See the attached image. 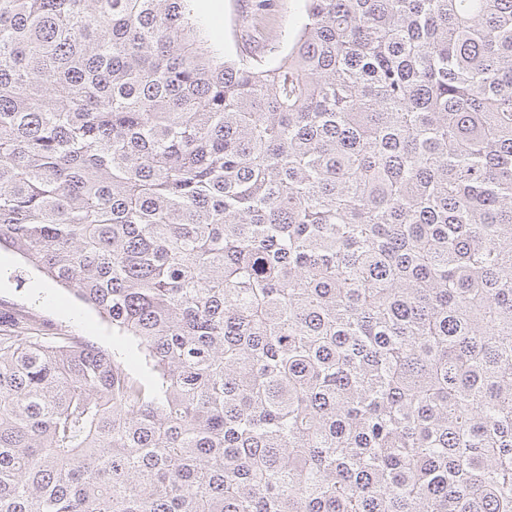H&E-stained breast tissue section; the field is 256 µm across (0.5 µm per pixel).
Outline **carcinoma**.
I'll list each match as a JSON object with an SVG mask.
<instances>
[{"instance_id":"1","label":"carcinoma","mask_w":512,"mask_h":512,"mask_svg":"<svg viewBox=\"0 0 512 512\" xmlns=\"http://www.w3.org/2000/svg\"><path fill=\"white\" fill-rule=\"evenodd\" d=\"M0 0V512H512V0ZM275 1L264 7L260 0H197L196 10L226 58L273 57L287 48L284 33L299 25L303 6L302 0ZM16 312L41 324L47 336H80L110 353L118 350L130 370L151 379L135 347L125 337L113 336L112 327L97 311L28 267L14 252L0 250V313Z\"/></svg>"}]
</instances>
